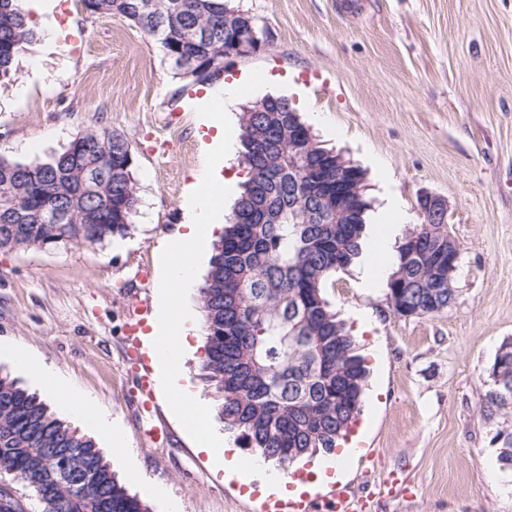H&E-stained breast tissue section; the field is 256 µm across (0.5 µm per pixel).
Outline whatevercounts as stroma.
<instances>
[{
    "mask_svg": "<svg viewBox=\"0 0 512 512\" xmlns=\"http://www.w3.org/2000/svg\"><path fill=\"white\" fill-rule=\"evenodd\" d=\"M228 5L253 18L265 46L226 58L214 82L177 76L151 36L89 15L83 0H60L55 45L23 44L0 88V154L44 162L108 128L131 146L138 210L126 235L101 245L0 251V344L30 351L110 415L142 471L129 491L149 512L172 500L183 512H259L231 466L233 438L217 468L160 398L161 435H143L125 323L134 299H155L161 246L187 221L212 135L202 94L240 83L225 117L234 131L244 105L283 96L319 144L364 171L371 202L361 255L324 290L370 371L361 413L339 443L345 456L294 471L336 472L367 512H512V472L492 440L512 433V408L484 412L489 368L512 341V0ZM425 193L448 203L456 297L404 318L385 284Z\"/></svg>",
    "mask_w": 512,
    "mask_h": 512,
    "instance_id": "stroma-1",
    "label": "stroma"
}]
</instances>
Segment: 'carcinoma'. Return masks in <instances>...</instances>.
<instances>
[{"label": "carcinoma", "instance_id": "carcinoma-1", "mask_svg": "<svg viewBox=\"0 0 512 512\" xmlns=\"http://www.w3.org/2000/svg\"><path fill=\"white\" fill-rule=\"evenodd\" d=\"M91 14L119 17L155 38L176 70L209 64L224 71V47L260 33L246 14L233 16L226 0H83ZM35 31L20 0H0V82L10 77L22 44ZM248 178L224 234L214 244L199 287L207 341L204 379L221 398L224 431L242 448H257L280 464L319 451L332 453L358 415L366 382L364 360L345 323L324 295L329 280L359 255L370 207L366 193L348 214L328 203L341 172L336 153L301 137L309 127L284 97L267 96L240 113ZM88 155L72 146L46 162L22 163L0 155V250L37 247L55 226L38 223L67 209L58 237L80 245L92 234L102 244L127 233L137 212V184L127 139L93 130ZM420 223L398 246L386 297L410 312L448 309L456 290H434L437 237L448 225L417 200ZM486 408L512 405V342L501 345L489 368ZM68 454L73 467L58 471L51 458ZM19 477L43 512H148L115 478L96 443L50 412L35 395L0 376V474Z\"/></svg>", "mask_w": 512, "mask_h": 512}]
</instances>
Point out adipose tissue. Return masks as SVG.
<instances>
[{"instance_id":"adipose-tissue-1","label":"adipose tissue","mask_w":512,"mask_h":512,"mask_svg":"<svg viewBox=\"0 0 512 512\" xmlns=\"http://www.w3.org/2000/svg\"><path fill=\"white\" fill-rule=\"evenodd\" d=\"M227 180L219 169H212L195 185L193 216L185 232L178 234L164 250V272L160 292L161 315L149 335V354L158 370L160 382L180 417L193 428L199 448H213L208 406L191 388L181 369V357L199 337L196 318L180 309L184 290L196 281L195 255L199 242L207 240L219 227ZM15 364L34 374L51 392L61 412L101 434L107 441L108 456L128 454L124 437L112 428V421L87 396L78 395L61 385L53 371L30 352L12 347L8 350Z\"/></svg>"}]
</instances>
